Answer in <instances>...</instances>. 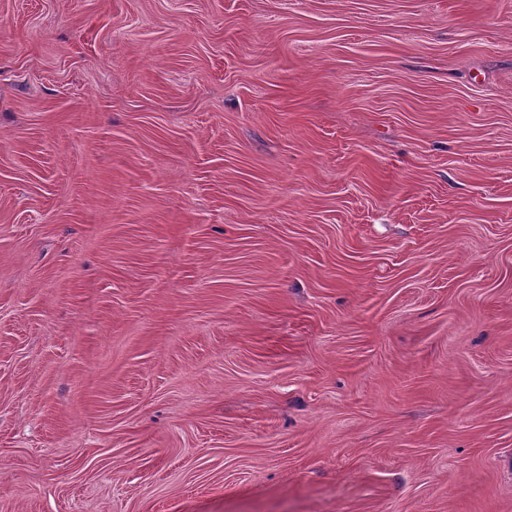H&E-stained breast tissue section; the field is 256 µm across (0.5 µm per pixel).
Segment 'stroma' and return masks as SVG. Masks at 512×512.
I'll list each match as a JSON object with an SVG mask.
<instances>
[{
    "label": "stroma",
    "mask_w": 512,
    "mask_h": 512,
    "mask_svg": "<svg viewBox=\"0 0 512 512\" xmlns=\"http://www.w3.org/2000/svg\"><path fill=\"white\" fill-rule=\"evenodd\" d=\"M0 512H512V0H0Z\"/></svg>",
    "instance_id": "35a3bbf8"
}]
</instances>
